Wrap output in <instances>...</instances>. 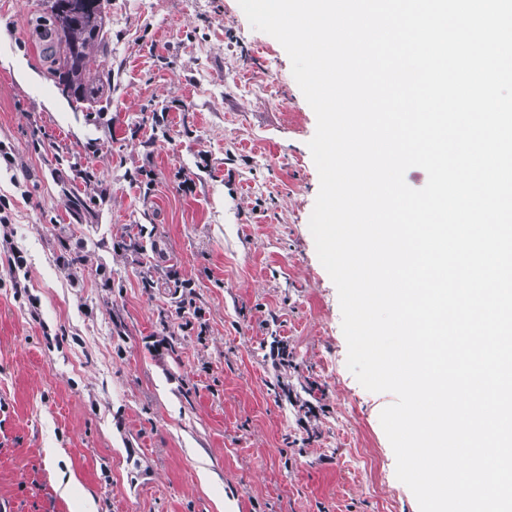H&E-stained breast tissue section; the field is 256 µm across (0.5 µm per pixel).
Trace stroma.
Listing matches in <instances>:
<instances>
[{
  "label": "stroma",
  "instance_id": "obj_1",
  "mask_svg": "<svg viewBox=\"0 0 512 512\" xmlns=\"http://www.w3.org/2000/svg\"><path fill=\"white\" fill-rule=\"evenodd\" d=\"M48 12L0 0V512H419L395 397L347 367L281 44L238 0H103L77 102Z\"/></svg>",
  "mask_w": 512,
  "mask_h": 512
}]
</instances>
